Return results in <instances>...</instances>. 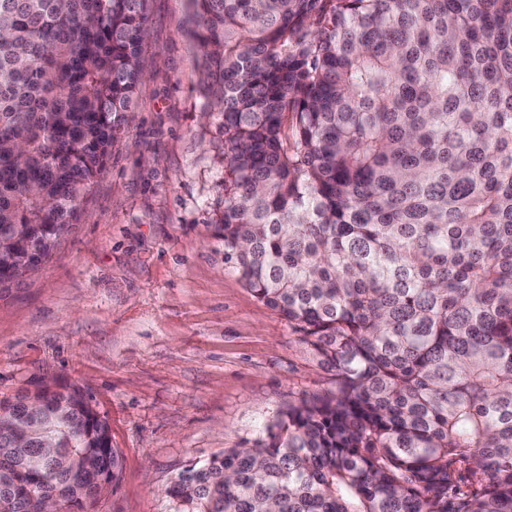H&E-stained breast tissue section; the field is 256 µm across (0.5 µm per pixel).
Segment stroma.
I'll return each instance as SVG.
<instances>
[{
	"label": "stroma",
	"instance_id": "35a3bbf8",
	"mask_svg": "<svg viewBox=\"0 0 512 512\" xmlns=\"http://www.w3.org/2000/svg\"><path fill=\"white\" fill-rule=\"evenodd\" d=\"M137 106L53 254L0 288V399L74 385L123 468L86 512H172L184 467L335 387L224 262V136L186 0H149Z\"/></svg>",
	"mask_w": 512,
	"mask_h": 512
}]
</instances>
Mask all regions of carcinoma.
<instances>
[{"label":"carcinoma","mask_w":512,"mask_h":512,"mask_svg":"<svg viewBox=\"0 0 512 512\" xmlns=\"http://www.w3.org/2000/svg\"><path fill=\"white\" fill-rule=\"evenodd\" d=\"M187 3L224 263L336 379L179 472L174 512H512V0ZM147 10L0 0V287L104 172ZM119 472L80 390L0 400V512Z\"/></svg>","instance_id":"1"}]
</instances>
